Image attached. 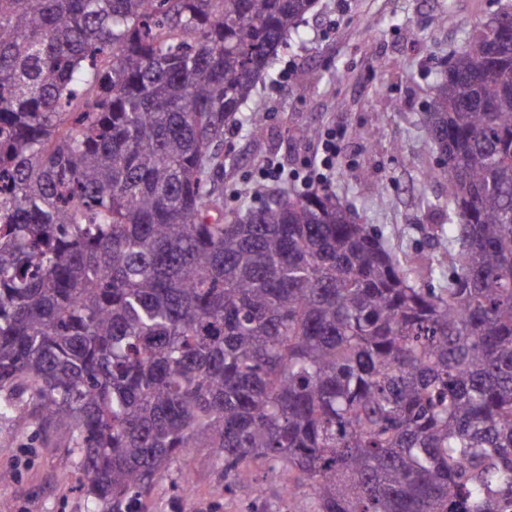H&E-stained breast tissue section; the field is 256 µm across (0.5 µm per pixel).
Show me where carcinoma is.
I'll return each mask as SVG.
<instances>
[{"mask_svg":"<svg viewBox=\"0 0 512 512\" xmlns=\"http://www.w3.org/2000/svg\"><path fill=\"white\" fill-rule=\"evenodd\" d=\"M314 6L0 0V415L66 429L88 512L191 448L317 512H512V10L436 87L434 288L330 192L224 211V128Z\"/></svg>","mask_w":512,"mask_h":512,"instance_id":"1","label":"carcinoma"}]
</instances>
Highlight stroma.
Masks as SVG:
<instances>
[{"label":"stroma","instance_id":"1","mask_svg":"<svg viewBox=\"0 0 512 512\" xmlns=\"http://www.w3.org/2000/svg\"><path fill=\"white\" fill-rule=\"evenodd\" d=\"M499 7V0H318L256 87L251 105L267 115L262 132L242 125L224 132L225 207L261 205L258 167L266 158L303 195L292 175L318 144L295 141L292 131L336 126L345 138L330 190L400 257L432 249L448 224L447 193L425 116L449 56ZM246 469L225 492L217 449H191L156 476L145 512H315L306 493H286L287 471L270 472L261 459ZM1 472L8 479L0 512L88 510L86 478L64 431L0 417ZM185 476L193 495L182 491Z\"/></svg>","mask_w":512,"mask_h":512}]
</instances>
